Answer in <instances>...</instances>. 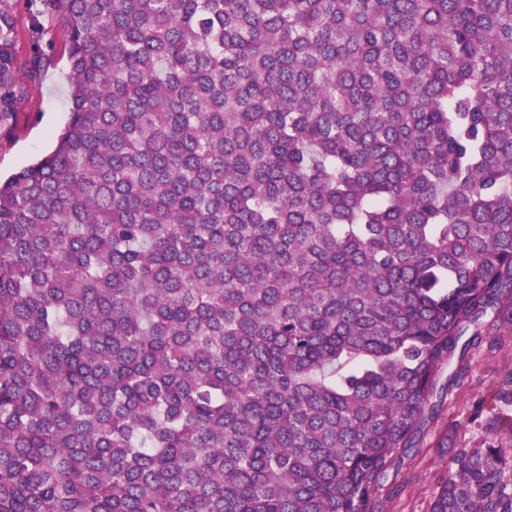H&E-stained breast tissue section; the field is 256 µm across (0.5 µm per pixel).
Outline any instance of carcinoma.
<instances>
[{
	"label": "carcinoma",
	"instance_id": "carcinoma-1",
	"mask_svg": "<svg viewBox=\"0 0 512 512\" xmlns=\"http://www.w3.org/2000/svg\"><path fill=\"white\" fill-rule=\"evenodd\" d=\"M0 180V512H374L512 330V0H39ZM0 0V124L21 65ZM430 512H512V415ZM38 1L15 0L19 32L17 52L24 61L37 48L54 55L35 80L25 81V94L8 125H0V173L6 176L48 153L68 118L64 32L39 13Z\"/></svg>",
	"mask_w": 512,
	"mask_h": 512
}]
</instances>
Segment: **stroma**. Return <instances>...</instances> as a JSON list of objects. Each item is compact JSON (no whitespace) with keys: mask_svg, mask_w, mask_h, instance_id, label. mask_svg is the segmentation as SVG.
<instances>
[{"mask_svg":"<svg viewBox=\"0 0 512 512\" xmlns=\"http://www.w3.org/2000/svg\"><path fill=\"white\" fill-rule=\"evenodd\" d=\"M17 52L27 59L35 49L55 57L25 94L9 124L0 125V174L8 175L48 153L68 118L64 32L39 11L37 0H15ZM482 343L471 349L467 365L451 360L440 369L437 393L425 408V423L409 448L396 459L373 495L376 512H429V506L454 468L457 449L476 445L493 426L495 400L512 407V335L483 326ZM462 369L457 386L448 372Z\"/></svg>","mask_w":512,"mask_h":512,"instance_id":"35a3bbf8","label":"stroma"}]
</instances>
